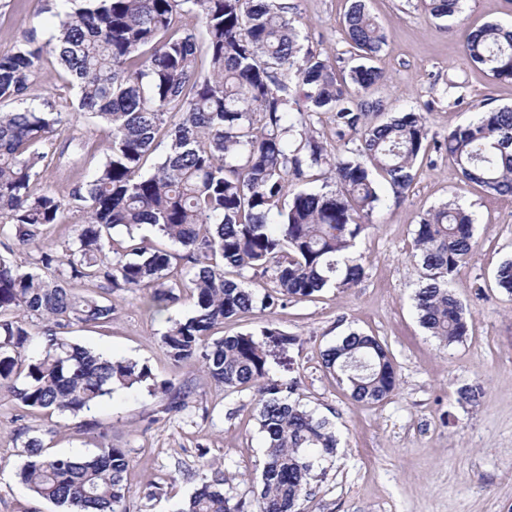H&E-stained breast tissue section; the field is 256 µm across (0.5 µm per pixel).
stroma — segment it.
<instances>
[{
	"mask_svg": "<svg viewBox=\"0 0 512 512\" xmlns=\"http://www.w3.org/2000/svg\"><path fill=\"white\" fill-rule=\"evenodd\" d=\"M291 17L304 49L338 71L354 65L342 19L349 0H291ZM385 29L374 61L386 78L363 91L385 112L426 113L431 135L443 139L473 121L477 104L512 107V81L470 67L463 37L468 28L512 23V0H461V26L443 30L421 0H368ZM53 29L40 0H0V52L27 37L46 42ZM417 176L404 197L381 185L382 200L355 251L365 277L355 287L323 289L272 316L253 313L225 322L213 338L274 326L290 341H266L271 378L294 381L308 409L334 424L338 447L326 474L311 484L301 512H512V297L495 282L512 258V196H494L464 183L446 154L419 157ZM455 202L471 212L477 241L470 261L450 287L467 311L462 342L445 345L421 327L412 295L421 280L413 260L415 229L430 209ZM112 320L74 325L71 341L116 358L147 365L156 381L187 393L188 407L166 412V398L140 387L116 391L88 415L83 431L72 417L48 410L22 411L0 399V512H58L20 483L22 444L13 420L46 431L45 444L60 455L91 453L103 443L129 449L133 493L126 512H177L199 486L200 475L220 469L230 494L252 499L264 459L255 421L254 393L227 392L197 361L174 362L164 352L162 320H151L135 292H117ZM363 332L384 340L397 387L376 404L355 402L347 386L322 366L323 352L344 336ZM478 384V405L459 404L456 391Z\"/></svg>",
	"mask_w": 512,
	"mask_h": 512,
	"instance_id": "35a3bbf8",
	"label": "stroma"
}]
</instances>
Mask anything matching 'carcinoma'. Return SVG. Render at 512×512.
<instances>
[{"label":"carcinoma","mask_w":512,"mask_h":512,"mask_svg":"<svg viewBox=\"0 0 512 512\" xmlns=\"http://www.w3.org/2000/svg\"><path fill=\"white\" fill-rule=\"evenodd\" d=\"M47 43L27 39L0 53V235L10 231L27 264L0 255V397L24 407L78 417L119 389L143 383L167 396L165 410L187 407L185 393L157 382L132 360L79 346L58 330L105 323L113 305L75 295L72 280L105 293L150 290L147 310L165 313L187 292L190 312L166 317L162 336L175 362L195 359L224 390L252 389L265 461L255 502L224 492V472L205 477L180 512H300L314 479V459L336 453L333 424L296 397L297 383L273 380L262 342L251 334L208 340L226 320L309 299L330 286L352 288L365 276L362 256H349L380 202L373 172L396 196L412 186L420 153L433 147L455 162L462 181L492 195L512 194V107L478 113L442 140L429 138L423 112L385 121L379 101L355 96L385 78L372 65L384 30L352 0L343 24L360 63L339 73L311 51L281 0H59ZM435 19L457 16L459 0H423ZM469 64L512 80V32L496 23L468 33ZM76 91L62 105L35 102L45 55ZM294 72L292 88L286 75ZM331 115L336 137L358 136L347 154H333L308 126ZM79 114L104 129L99 146L78 142L104 160L59 193L38 188L55 165L56 142ZM163 150L151 171L152 153ZM327 170L318 190L286 200L288 180L303 183ZM79 212L81 228L65 249L44 238L47 227ZM182 247L185 277L171 275L174 254L150 245L142 225ZM125 234L114 238L117 227ZM474 218L460 205L430 210L418 224L414 257L423 270L415 292L421 326L446 344L468 334L466 313L449 278L473 255ZM271 283L262 294L245 274ZM512 295V259L496 271ZM45 341L30 352L32 327ZM324 366L347 383L358 402L378 403L397 386L387 345L352 332L324 354ZM475 406L478 384L457 390ZM26 460L17 476L36 497L70 512H122L131 493L132 460L125 448L57 456L26 426L14 431Z\"/></svg>","instance_id":"1"}]
</instances>
